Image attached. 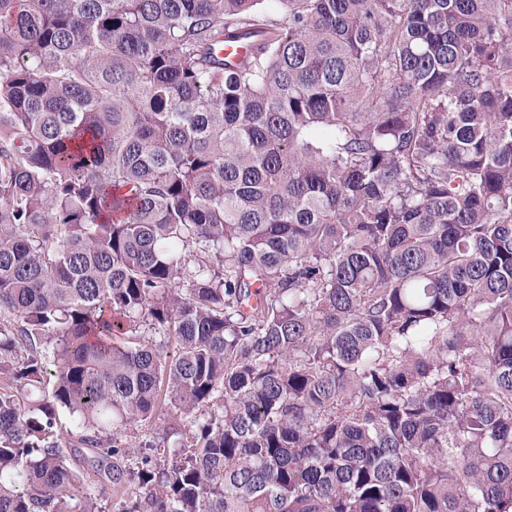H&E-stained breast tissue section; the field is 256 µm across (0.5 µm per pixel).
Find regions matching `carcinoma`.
Returning a JSON list of instances; mask_svg holds the SVG:
<instances>
[{
  "instance_id": "carcinoma-1",
  "label": "carcinoma",
  "mask_w": 512,
  "mask_h": 512,
  "mask_svg": "<svg viewBox=\"0 0 512 512\" xmlns=\"http://www.w3.org/2000/svg\"><path fill=\"white\" fill-rule=\"evenodd\" d=\"M104 495L512 512V0H0V512ZM170 423L168 419L166 421L157 420L151 423L149 426H143L135 432L126 433L127 446L129 448H140L144 445L145 440H151L154 436H161L163 429Z\"/></svg>"
}]
</instances>
